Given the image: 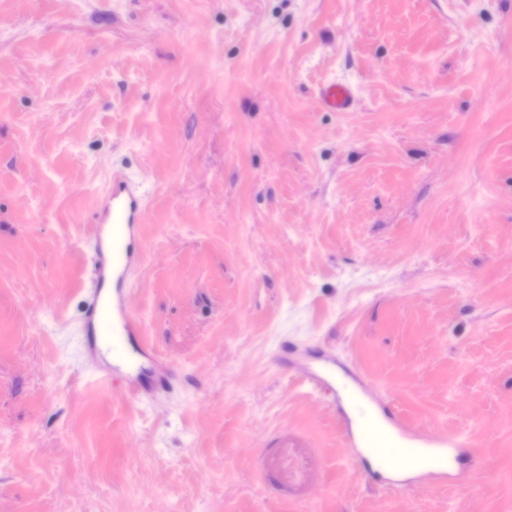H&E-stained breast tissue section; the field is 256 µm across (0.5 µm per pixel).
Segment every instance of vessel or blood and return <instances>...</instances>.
I'll return each mask as SVG.
<instances>
[{
	"label": "vessel or blood",
	"mask_w": 512,
	"mask_h": 512,
	"mask_svg": "<svg viewBox=\"0 0 512 512\" xmlns=\"http://www.w3.org/2000/svg\"><path fill=\"white\" fill-rule=\"evenodd\" d=\"M348 85L328 82L317 94L319 104L336 112L352 103ZM145 194L136 182L113 178L97 201L95 225L90 239L92 279L82 294V323L87 336L84 355L101 360L95 376L101 381L125 380L140 392L143 364L152 353L139 342L141 322L129 301L128 276L135 264V244L143 222ZM316 386H327L332 395L348 404L342 414V444L356 446V426L373 423L387 445L369 449L375 472L386 475L392 486L433 480L457 488L467 482L459 467L464 440L457 434L441 436L416 431L386 405L385 398L362 381L340 378L331 360H324L307 375Z\"/></svg>",
	"instance_id": "obj_1"
}]
</instances>
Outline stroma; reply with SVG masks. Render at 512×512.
<instances>
[{"mask_svg":"<svg viewBox=\"0 0 512 512\" xmlns=\"http://www.w3.org/2000/svg\"><path fill=\"white\" fill-rule=\"evenodd\" d=\"M121 175L137 402L80 359ZM325 358L466 489L367 481ZM0 512H512V0H0ZM352 90L348 85L328 82L323 84L317 94L318 103L336 112H345L352 103Z\"/></svg>","mask_w":512,"mask_h":512,"instance_id":"obj_1","label":"stroma"}]
</instances>
